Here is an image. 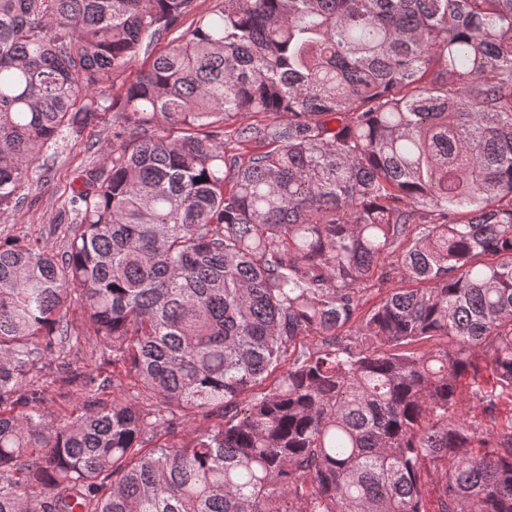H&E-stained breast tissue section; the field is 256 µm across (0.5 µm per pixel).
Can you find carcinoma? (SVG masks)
Returning a JSON list of instances; mask_svg holds the SVG:
<instances>
[{
	"instance_id": "1",
	"label": "carcinoma",
	"mask_w": 512,
	"mask_h": 512,
	"mask_svg": "<svg viewBox=\"0 0 512 512\" xmlns=\"http://www.w3.org/2000/svg\"><path fill=\"white\" fill-rule=\"evenodd\" d=\"M194 9L0 0V213L112 128L0 242V512H512V0H215L102 93ZM96 142L93 150L88 144ZM112 135L102 128L84 132L81 138L61 141L56 149L41 156L33 174L24 207L0 215V240L25 238L39 241L48 250L63 251L70 227V216L64 212L66 193L77 182L81 170L110 149ZM55 152V153H53ZM52 157L46 163L45 158ZM373 282L370 285L365 286L369 288L364 293L363 306L360 310V316L362 317L371 307L377 304L382 298H384L392 289L402 288L405 283L401 281L400 276L386 281L384 284H376L373 286Z\"/></svg>"
}]
</instances>
